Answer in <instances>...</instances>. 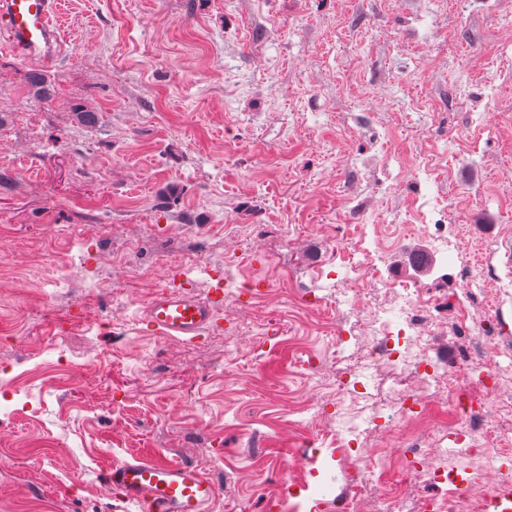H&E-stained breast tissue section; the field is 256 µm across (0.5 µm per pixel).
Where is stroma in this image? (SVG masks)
<instances>
[{
    "label": "stroma",
    "instance_id": "35a3bbf8",
    "mask_svg": "<svg viewBox=\"0 0 512 512\" xmlns=\"http://www.w3.org/2000/svg\"><path fill=\"white\" fill-rule=\"evenodd\" d=\"M62 39L47 100L24 84L31 63L0 52V368L15 381L0 512H138L103 478L133 455L199 465L214 512H317L350 466L303 445L340 419L319 318L354 333L346 366L369 349L358 308L336 303L329 244L368 226L386 279L437 296L481 253L495 285L475 301L502 314L503 376L482 413L512 427V0H65ZM77 105L100 123L78 124ZM420 224L465 232L441 253ZM242 245L241 287L199 339L142 322L159 269L204 296ZM418 249L430 269L408 265ZM401 386L422 411L421 370L369 373L364 463L402 453Z\"/></svg>",
    "mask_w": 512,
    "mask_h": 512
}]
</instances>
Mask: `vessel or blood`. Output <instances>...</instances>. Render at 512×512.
I'll return each instance as SVG.
<instances>
[{
    "instance_id": "1",
    "label": "vessel or blood",
    "mask_w": 512,
    "mask_h": 512,
    "mask_svg": "<svg viewBox=\"0 0 512 512\" xmlns=\"http://www.w3.org/2000/svg\"><path fill=\"white\" fill-rule=\"evenodd\" d=\"M59 0H0V27L8 46L26 57L52 58L61 40ZM215 297L201 298L168 284L147 302L143 319L160 337L194 340L214 324ZM104 479L139 512H212L219 490L191 462L133 456L109 468Z\"/></svg>"
}]
</instances>
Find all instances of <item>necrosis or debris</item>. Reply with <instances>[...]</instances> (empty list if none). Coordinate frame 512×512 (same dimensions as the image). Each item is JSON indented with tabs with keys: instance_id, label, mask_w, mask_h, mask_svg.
<instances>
[{
	"instance_id": "1",
	"label": "necrosis or debris",
	"mask_w": 512,
	"mask_h": 512,
	"mask_svg": "<svg viewBox=\"0 0 512 512\" xmlns=\"http://www.w3.org/2000/svg\"><path fill=\"white\" fill-rule=\"evenodd\" d=\"M384 249V243L377 241L369 248L356 246L348 252H332L333 261L347 271L346 286L339 291L340 302L346 305L354 297H361L360 310L371 331L367 361L353 369H340L337 375L336 395L342 401L362 398L361 384L374 366L386 364L401 371L430 359L428 351L437 322L436 299L406 282L385 283L389 300L381 305L361 296L364 283L383 261ZM461 281L462 288L455 297V318L470 329V352L455 369L432 364L424 377L433 402L452 413L441 429L453 436L455 445L446 448L441 441L419 435L405 441L404 454L416 476L448 487L447 499L426 501L424 512H485L494 490L484 484L481 471L472 470V462L497 470L512 463V434L489 425L480 414L483 392L497 385V374L491 369L497 348V309L492 305L474 308L471 296L476 281L466 271ZM463 472L469 475L464 483L458 480Z\"/></svg>"
}]
</instances>
